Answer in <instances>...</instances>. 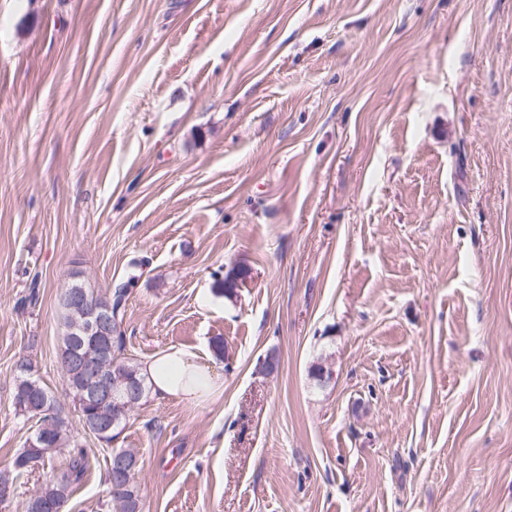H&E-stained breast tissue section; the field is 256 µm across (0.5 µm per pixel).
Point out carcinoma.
I'll list each match as a JSON object with an SVG mask.
<instances>
[{
	"mask_svg": "<svg viewBox=\"0 0 512 512\" xmlns=\"http://www.w3.org/2000/svg\"><path fill=\"white\" fill-rule=\"evenodd\" d=\"M90 302L101 308H110L111 315L122 321L124 308L117 301V294H128V285L109 288L104 292H96L85 288ZM61 336L58 359L67 356L76 357L83 353L87 337L78 336L73 331L74 320L71 312L60 306ZM109 373L113 380L121 386L132 384L141 386V400H146L151 387L140 374V364L125 355V347L120 342L114 343V353L110 355ZM19 376L13 394L15 409L37 419V429L27 438L24 446L13 459L12 467L0 471V484L16 485L19 478L32 473L35 467L45 465L63 449H68L64 466L53 471L52 475L40 484V487L23 504L24 512H50L48 509L34 508L32 502L51 504L65 503L74 489L82 482L87 471L88 453L80 443L79 436L96 435L93 422L103 410L100 405L80 403L74 407L78 424H73L69 417L48 419V415L58 408L54 397L39 383L34 376V366L26 359L19 360ZM126 457L129 465L118 486H113L112 466H107L105 482L109 486L107 507L111 512H141V496L138 484L142 470L141 461L136 453L129 448H113L109 457Z\"/></svg>",
	"mask_w": 512,
	"mask_h": 512,
	"instance_id": "carcinoma-1",
	"label": "carcinoma"
}]
</instances>
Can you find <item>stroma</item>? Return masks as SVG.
Returning a JSON list of instances; mask_svg holds the SVG:
<instances>
[{
  "label": "stroma",
  "mask_w": 512,
  "mask_h": 512,
  "mask_svg": "<svg viewBox=\"0 0 512 512\" xmlns=\"http://www.w3.org/2000/svg\"><path fill=\"white\" fill-rule=\"evenodd\" d=\"M131 276L127 356L224 383L133 412L142 512H512V0H0V470Z\"/></svg>",
  "instance_id": "stroma-1"
}]
</instances>
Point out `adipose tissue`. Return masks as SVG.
<instances>
[{
    "label": "adipose tissue",
    "mask_w": 512,
    "mask_h": 512,
    "mask_svg": "<svg viewBox=\"0 0 512 512\" xmlns=\"http://www.w3.org/2000/svg\"><path fill=\"white\" fill-rule=\"evenodd\" d=\"M153 395L175 397L195 405L210 399L218 382L199 357L182 348H171L141 365Z\"/></svg>",
    "instance_id": "adipose-tissue-1"
}]
</instances>
